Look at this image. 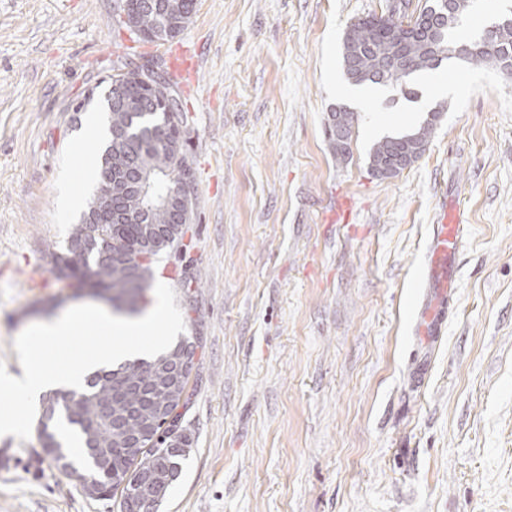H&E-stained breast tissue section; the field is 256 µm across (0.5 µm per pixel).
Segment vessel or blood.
Segmentation results:
<instances>
[{
    "instance_id": "b4317fda",
    "label": "vessel or blood",
    "mask_w": 512,
    "mask_h": 512,
    "mask_svg": "<svg viewBox=\"0 0 512 512\" xmlns=\"http://www.w3.org/2000/svg\"><path fill=\"white\" fill-rule=\"evenodd\" d=\"M465 233L457 208L442 209L432 227L423 269L424 295L419 306L415 334L424 342L437 341L448 324V302L456 288L457 258Z\"/></svg>"
}]
</instances>
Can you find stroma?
<instances>
[{"instance_id": "stroma-1", "label": "stroma", "mask_w": 512, "mask_h": 512, "mask_svg": "<svg viewBox=\"0 0 512 512\" xmlns=\"http://www.w3.org/2000/svg\"><path fill=\"white\" fill-rule=\"evenodd\" d=\"M426 0H197L188 28L138 41L117 0H0V361L75 306L52 273L78 216L63 187L94 161L75 103L103 112L131 60L193 69L174 91L196 177L188 251L156 279L197 345L181 426L191 443L160 512H512V74L447 61L460 93L424 155L372 175L385 136L418 127L399 88L358 111L349 153L325 134L359 18ZM467 232L444 336L415 341L442 202ZM426 363L423 381L414 378ZM0 512H120L88 496L38 434L0 437Z\"/></svg>"}]
</instances>
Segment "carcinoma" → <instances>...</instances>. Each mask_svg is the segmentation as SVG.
<instances>
[{
    "label": "carcinoma",
    "instance_id": "obj_1",
    "mask_svg": "<svg viewBox=\"0 0 512 512\" xmlns=\"http://www.w3.org/2000/svg\"><path fill=\"white\" fill-rule=\"evenodd\" d=\"M177 20L174 34L180 36L189 25L195 0H165ZM470 0H452L448 20L441 26L427 23V11L411 18L412 28L393 15L360 18L350 24L343 40L342 67L346 78L355 84H392L406 90V97L416 95L415 77L435 70L441 65L435 40L441 36L453 45L468 46L467 62L473 65H492L501 70L512 67V16L503 17L487 39H463L453 34L469 8ZM130 21L147 35L154 32L157 16L141 9L131 13ZM146 93H141L140 81L130 73L119 88L106 93L109 134L99 155L95 194L80 222L74 225L65 252L56 256L57 276L69 281L78 291L89 289L106 302H134L132 289L145 292L152 287L154 263L164 255L181 252L189 247L185 242L188 224H177L171 210L159 199L173 192L180 178L182 133L187 116L180 100L172 93L171 78L166 71L151 73ZM385 152L384 161L391 165L403 160L401 168L411 165L406 160L410 152L402 135L386 136L373 147ZM151 179L149 194L142 196L135 189H124L120 177L131 181L140 176ZM120 202L128 215L120 224H110L97 218L88 219L96 202L106 196ZM151 361L134 359L124 362L107 373L86 377L80 392L54 391L43 397L39 417V435L43 448L55 465L67 476L82 475L78 462L87 468L97 463V452L112 454V469L98 472L97 496L120 495L122 512H134L135 500L125 493V475L139 467L155 462L151 448H129L128 437L150 425L159 435V442L173 438L189 444L181 432L183 396L169 404L164 423L149 406L156 390L150 369ZM112 402V413L123 416L119 427L112 425L103 414L104 404ZM182 467L181 460L168 459L162 467L157 486L147 494L165 496L173 482L166 477L168 470Z\"/></svg>",
    "mask_w": 512,
    "mask_h": 512
}]
</instances>
